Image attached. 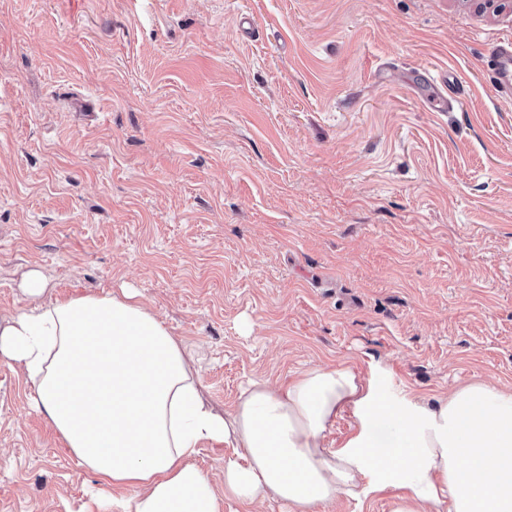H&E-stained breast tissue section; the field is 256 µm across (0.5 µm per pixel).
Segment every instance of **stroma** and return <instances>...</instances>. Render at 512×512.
<instances>
[{"label":"stroma","mask_w":512,"mask_h":512,"mask_svg":"<svg viewBox=\"0 0 512 512\" xmlns=\"http://www.w3.org/2000/svg\"><path fill=\"white\" fill-rule=\"evenodd\" d=\"M512 0H0V317L136 289L231 409L316 365L512 387ZM0 360V512H112ZM493 63V90L496 95L512 97V38H500L490 46Z\"/></svg>","instance_id":"35a3bbf8"}]
</instances>
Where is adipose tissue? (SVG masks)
I'll list each match as a JSON object with an SVG mask.
<instances>
[{"mask_svg": "<svg viewBox=\"0 0 512 512\" xmlns=\"http://www.w3.org/2000/svg\"><path fill=\"white\" fill-rule=\"evenodd\" d=\"M0 320V358L25 373L37 407L80 463L118 489L113 512H222V498H267L324 512L338 495L388 488L390 512H512V388L471 382L435 404L387 392L382 373L315 366L271 387L254 381L220 413L187 345L130 288L40 302ZM355 425L324 445L344 414ZM234 447L216 490L194 461L201 442Z\"/></svg>", "mask_w": 512, "mask_h": 512, "instance_id": "1", "label": "adipose tissue"}]
</instances>
